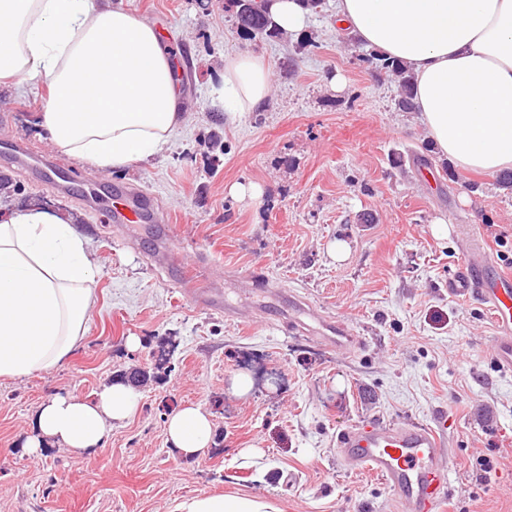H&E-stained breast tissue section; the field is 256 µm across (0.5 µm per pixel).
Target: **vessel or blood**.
Returning <instances> with one entry per match:
<instances>
[{"label": "vessel or blood", "mask_w": 512, "mask_h": 512, "mask_svg": "<svg viewBox=\"0 0 512 512\" xmlns=\"http://www.w3.org/2000/svg\"><path fill=\"white\" fill-rule=\"evenodd\" d=\"M0 155L13 163H31L50 168L49 159L30 149L23 141L0 143ZM119 202L113 208L114 222L138 224L146 219L143 191L126 186L114 192ZM186 294L197 303L218 308L214 290L199 277L188 276ZM479 293L500 333L494 342V361L498 368L512 371V275L499 271L483 248H475L448 279V293L469 296ZM324 340L339 348H356L357 337L342 324L320 318ZM344 460L383 480L397 495L403 512H443L451 495V481L441 464L443 445L435 427L408 424L391 428L383 424L357 426L338 437Z\"/></svg>", "instance_id": "vessel-or-blood-1"}]
</instances>
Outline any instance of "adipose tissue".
<instances>
[{
	"mask_svg": "<svg viewBox=\"0 0 512 512\" xmlns=\"http://www.w3.org/2000/svg\"><path fill=\"white\" fill-rule=\"evenodd\" d=\"M355 41L403 63L416 89L426 138L461 170H512V0H333ZM266 57L224 58V109L265 106ZM45 80L38 123L65 154L118 169L161 154L183 113L173 64L147 21L92 0H0V80ZM99 273L74 224L34 207L0 220V378L47 375L88 331ZM139 392L106 381L90 397L59 393L40 404L29 454L52 445L79 455L103 447L131 419ZM172 450L187 460L215 444L212 416L183 405L165 421ZM172 512H280L268 500L198 494Z\"/></svg>",
	"mask_w": 512,
	"mask_h": 512,
	"instance_id": "ef3b65f1",
	"label": "adipose tissue"
}]
</instances>
